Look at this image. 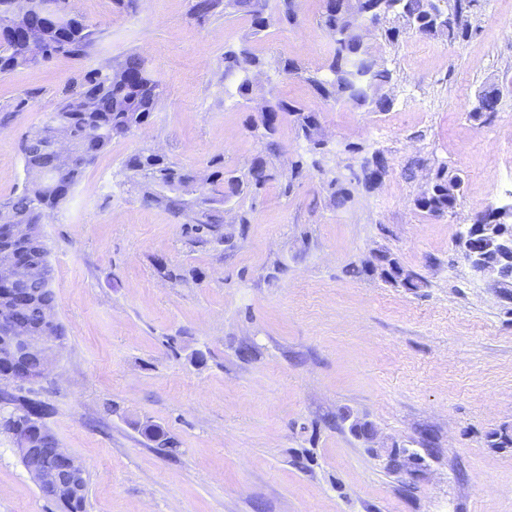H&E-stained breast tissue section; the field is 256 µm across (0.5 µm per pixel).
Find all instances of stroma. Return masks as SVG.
<instances>
[{"label": "stroma", "mask_w": 512, "mask_h": 512, "mask_svg": "<svg viewBox=\"0 0 512 512\" xmlns=\"http://www.w3.org/2000/svg\"><path fill=\"white\" fill-rule=\"evenodd\" d=\"M194 2L70 0L96 32L88 56L0 74V114H14L0 126V197L24 186L22 138L87 71L135 54L161 83L149 124L86 167L45 225L67 339L39 392L86 467L85 512H512V287L483 279L457 245L462 225L512 202V0H475L472 36L452 44L368 28L392 73L386 112L320 101L278 70L323 64L321 0H298L297 26L256 36L247 17L202 19ZM241 47L265 60L251 79L266 97L319 111L337 161L356 144L389 169L338 210L318 174L287 196L270 183L244 239L215 249L143 204L120 169L141 148L201 174L216 156L239 168L256 154L252 108L224 78L225 50ZM491 86L496 114L473 118ZM443 166L463 193L434 216L415 201ZM380 254L420 287L365 271ZM161 261L184 279L162 278ZM346 411L423 466L386 471ZM146 422L176 448L155 447ZM53 509L0 433V512Z\"/></svg>", "instance_id": "1"}]
</instances>
